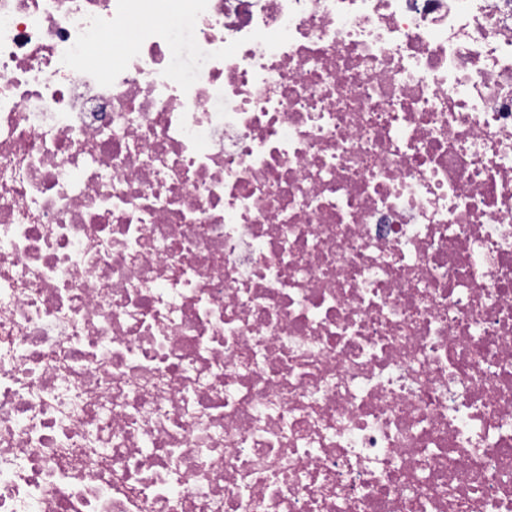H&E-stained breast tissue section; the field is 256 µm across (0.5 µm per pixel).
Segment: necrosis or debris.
<instances>
[{
  "label": "necrosis or debris",
  "instance_id": "1",
  "mask_svg": "<svg viewBox=\"0 0 512 512\" xmlns=\"http://www.w3.org/2000/svg\"><path fill=\"white\" fill-rule=\"evenodd\" d=\"M166 2L0 0V512H512V0Z\"/></svg>",
  "mask_w": 512,
  "mask_h": 512
}]
</instances>
